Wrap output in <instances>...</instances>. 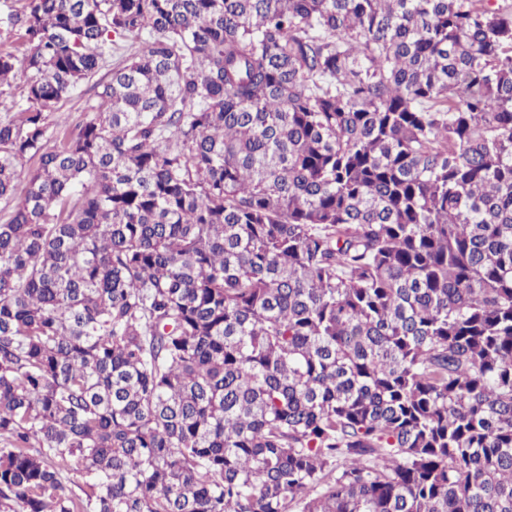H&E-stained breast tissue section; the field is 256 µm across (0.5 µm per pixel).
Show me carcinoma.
<instances>
[{
    "label": "carcinoma",
    "instance_id": "1",
    "mask_svg": "<svg viewBox=\"0 0 512 512\" xmlns=\"http://www.w3.org/2000/svg\"><path fill=\"white\" fill-rule=\"evenodd\" d=\"M15 23L0 512H512L509 0ZM28 75L19 73L11 81V87L0 89V117L9 119L16 115L22 104L23 90L27 83ZM92 92L87 91V85L82 84L80 89L68 100L59 104L58 109L51 115L50 122L53 124L59 118H68L72 124L83 121L87 118L91 105L96 101L91 99Z\"/></svg>",
    "mask_w": 512,
    "mask_h": 512
}]
</instances>
